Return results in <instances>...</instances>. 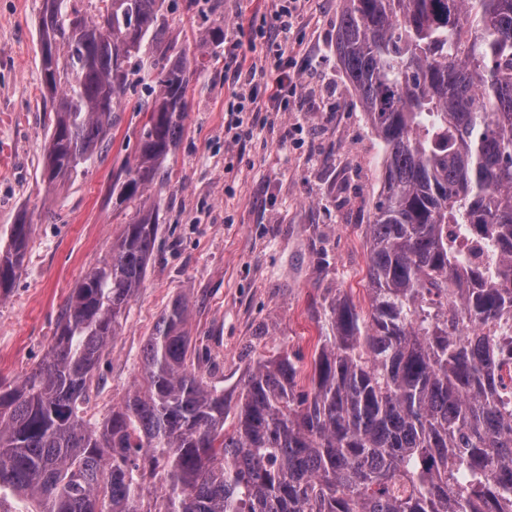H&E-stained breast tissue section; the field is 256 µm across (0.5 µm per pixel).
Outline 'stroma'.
<instances>
[{"instance_id": "35a3bbf8", "label": "stroma", "mask_w": 512, "mask_h": 512, "mask_svg": "<svg viewBox=\"0 0 512 512\" xmlns=\"http://www.w3.org/2000/svg\"><path fill=\"white\" fill-rule=\"evenodd\" d=\"M41 5L0 0V249L19 213L33 215L23 267L0 291V376L10 379L43 361L73 289L130 222L133 205L110 188L133 163L148 119L133 108L146 98L134 70L101 156L76 179L47 183ZM271 9L272 0H205L194 11L186 0H165V39L188 56V118L151 190L160 204L154 252L88 391L93 413L139 381L142 345L176 297L189 300L192 340L228 394L246 368L284 352L308 386L319 336L314 305L340 295L369 308L364 228L382 148L338 60L340 0H307L288 36L297 94L287 111L245 114L255 129L239 142L224 134L235 104L224 49L196 55L201 38L222 30L238 62L256 67L258 86L271 87L276 56L260 36Z\"/></svg>"}]
</instances>
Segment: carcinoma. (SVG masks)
I'll use <instances>...</instances> for the list:
<instances>
[{
	"mask_svg": "<svg viewBox=\"0 0 512 512\" xmlns=\"http://www.w3.org/2000/svg\"><path fill=\"white\" fill-rule=\"evenodd\" d=\"M43 0V170L99 155L144 44L149 113L112 182L135 203L110 258L60 313L45 361L0 378V492L35 512H512V0H341L344 75L383 146L365 227L370 310L322 306L311 385L260 360L235 402L206 377L175 298L142 348L144 384L100 421L85 394L146 275L159 229L145 192L184 131L190 73L163 0L81 14ZM32 216L0 250L22 268ZM162 476L164 493L137 503Z\"/></svg>",
	"mask_w": 512,
	"mask_h": 512,
	"instance_id": "carcinoma-1",
	"label": "carcinoma"
}]
</instances>
